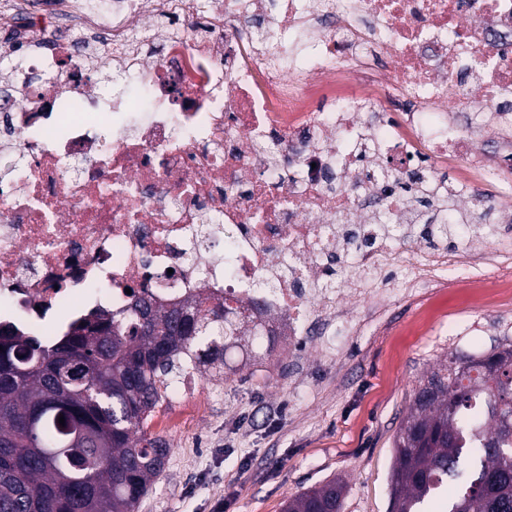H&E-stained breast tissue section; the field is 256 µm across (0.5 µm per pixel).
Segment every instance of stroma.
<instances>
[{"instance_id":"1","label":"stroma","mask_w":512,"mask_h":512,"mask_svg":"<svg viewBox=\"0 0 512 512\" xmlns=\"http://www.w3.org/2000/svg\"><path fill=\"white\" fill-rule=\"evenodd\" d=\"M494 200L493 248H512V205ZM403 268L385 274L376 300L345 294L329 324L331 349L314 336L277 344L242 373L205 380L179 428L148 422L168 440L164 471L137 512H282L285 502L342 480V512H390L393 440L417 380L446 355L487 354L512 343V270L458 268L414 292H397Z\"/></svg>"}]
</instances>
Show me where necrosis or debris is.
<instances>
[{
	"instance_id": "necrosis-or-debris-1",
	"label": "necrosis or debris",
	"mask_w": 512,
	"mask_h": 512,
	"mask_svg": "<svg viewBox=\"0 0 512 512\" xmlns=\"http://www.w3.org/2000/svg\"><path fill=\"white\" fill-rule=\"evenodd\" d=\"M0 32L27 65L0 91V319L45 342L133 288L256 303L296 337L337 280L512 261L343 232L406 216L385 165L434 187L456 151L469 200L492 177L448 115L512 133V0H0Z\"/></svg>"
}]
</instances>
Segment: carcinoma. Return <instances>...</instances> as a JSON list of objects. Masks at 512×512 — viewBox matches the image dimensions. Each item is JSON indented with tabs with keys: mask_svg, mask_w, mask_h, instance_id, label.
Wrapping results in <instances>:
<instances>
[{
	"mask_svg": "<svg viewBox=\"0 0 512 512\" xmlns=\"http://www.w3.org/2000/svg\"><path fill=\"white\" fill-rule=\"evenodd\" d=\"M412 176L418 197L406 223L421 236L457 233L454 192L434 201ZM469 229L493 233L491 210L465 214ZM219 303L201 298L166 307L134 296L126 312L94 310L50 346L12 329L0 355V512H136L169 453L145 421L165 401L163 388L186 361L221 369L228 350L254 344L251 328ZM450 354L413 390L393 444L392 512H512V344L469 355L458 376ZM64 416L65 426L58 417ZM336 480L288 500L284 512H342Z\"/></svg>",
	"mask_w": 512,
	"mask_h": 512,
	"instance_id": "carcinoma-1",
	"label": "carcinoma"
}]
</instances>
